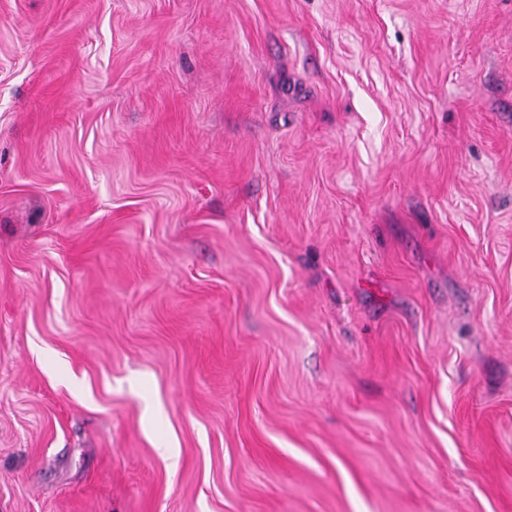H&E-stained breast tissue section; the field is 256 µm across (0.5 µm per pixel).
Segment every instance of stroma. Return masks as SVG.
Listing matches in <instances>:
<instances>
[{"mask_svg":"<svg viewBox=\"0 0 512 512\" xmlns=\"http://www.w3.org/2000/svg\"><path fill=\"white\" fill-rule=\"evenodd\" d=\"M0 512H512V0H0Z\"/></svg>","mask_w":512,"mask_h":512,"instance_id":"stroma-1","label":"stroma"}]
</instances>
